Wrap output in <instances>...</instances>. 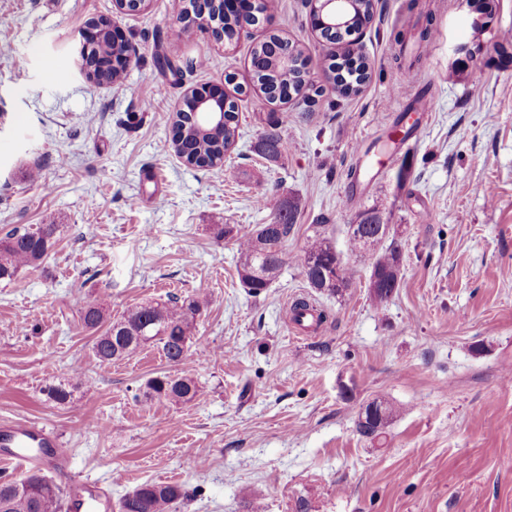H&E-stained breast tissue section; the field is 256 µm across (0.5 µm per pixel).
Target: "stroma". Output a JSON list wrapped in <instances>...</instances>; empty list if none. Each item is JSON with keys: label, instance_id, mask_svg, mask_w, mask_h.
<instances>
[{"label": "stroma", "instance_id": "1", "mask_svg": "<svg viewBox=\"0 0 512 512\" xmlns=\"http://www.w3.org/2000/svg\"><path fill=\"white\" fill-rule=\"evenodd\" d=\"M184 7L0 0V231L60 227L39 268L0 282V418L54 431L65 469L115 503L175 483L192 495L174 512H512V0H495L480 31L476 0H375L370 78L347 97L327 76L342 48L312 29L305 0H279L223 45L180 28ZM100 17L137 50L111 86L78 68L80 32ZM417 27L426 39L411 38ZM271 33L302 46L306 95L271 104L249 91L251 47ZM212 84L245 89L237 143L221 165L192 168L167 148L172 117ZM394 128L416 143L388 163ZM273 129L282 154L269 161L254 145ZM268 193L299 202L287 254L318 231L356 270L343 294L318 295L331 314L318 333L288 322L307 291L293 263L251 295L235 239L213 235L270 223ZM368 207L403 255L381 304L346 247ZM198 292L214 303L178 365L155 347L98 364L73 323L89 294L117 319ZM163 373L195 377L201 397L140 402ZM59 381L72 403L44 394ZM377 397L397 413L373 442L356 421Z\"/></svg>", "mask_w": 512, "mask_h": 512}]
</instances>
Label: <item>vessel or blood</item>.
I'll return each instance as SVG.
<instances>
[{
	"label": "vessel or blood",
	"instance_id": "vessel-or-blood-1",
	"mask_svg": "<svg viewBox=\"0 0 512 512\" xmlns=\"http://www.w3.org/2000/svg\"><path fill=\"white\" fill-rule=\"evenodd\" d=\"M0 447L8 449L7 463L23 468L43 458H62L67 454L59 437L46 427L30 421L0 424ZM77 494L71 512H104L106 507L94 482L71 477Z\"/></svg>",
	"mask_w": 512,
	"mask_h": 512
}]
</instances>
